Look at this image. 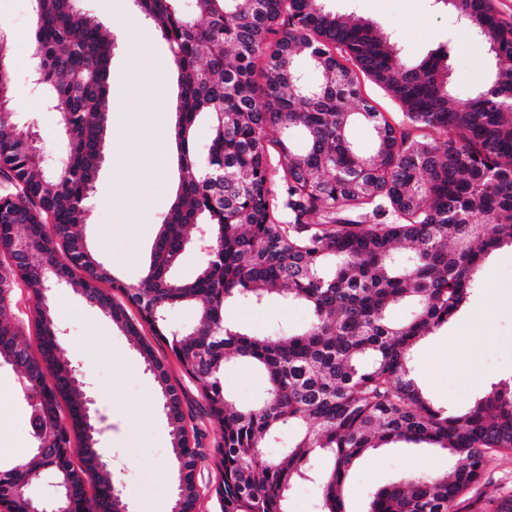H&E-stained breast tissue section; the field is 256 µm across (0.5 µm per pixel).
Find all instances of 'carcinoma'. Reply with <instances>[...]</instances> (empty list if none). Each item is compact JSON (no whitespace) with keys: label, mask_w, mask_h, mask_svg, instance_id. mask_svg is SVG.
I'll return each mask as SVG.
<instances>
[{"label":"carcinoma","mask_w":512,"mask_h":512,"mask_svg":"<svg viewBox=\"0 0 512 512\" xmlns=\"http://www.w3.org/2000/svg\"><path fill=\"white\" fill-rule=\"evenodd\" d=\"M133 2L178 73L174 136L184 176L141 282L126 285L78 231L109 119L114 39L81 0H31L44 108L63 126L69 153L50 167L34 133L0 120V362L8 354L18 370L32 442L24 459L0 466V508L34 512L27 487L51 476L65 491V512H129L100 465L86 392L60 355L64 335L49 289L59 280L128 335L139 340L148 325L197 383L221 432L213 456L219 512H288L292 485L314 478L323 484L317 512H345L352 466L391 443L441 448L456 466L449 477L413 473L380 489L369 512H461L492 455L512 451V384L451 413L416 383L411 349L457 314L486 257L512 245V25L492 0H434L492 54L475 93L455 100L448 46L409 63L389 34L329 0ZM304 62L318 74L313 84ZM10 74L0 45V113L10 108ZM361 75L398 103L400 124L363 102ZM202 116L211 127L204 143L193 136ZM356 122L372 129L373 153L349 140ZM413 128L437 136H414ZM189 227L205 232L211 251L195 279L177 281L171 269ZM21 283L35 299V351L20 338ZM102 283L120 290L139 319ZM272 294L307 305L308 326L258 337L227 325V303L261 305ZM185 303L199 304V320L176 331L167 314ZM403 303L414 313L390 320ZM140 346L173 436V512H194L203 453L190 446L164 365ZM232 356L267 382L242 408L224 386ZM285 427L300 430L298 440L284 457L265 458L267 441ZM316 453L327 467L314 474L308 460Z\"/></svg>","instance_id":"cac0c4a2"}]
</instances>
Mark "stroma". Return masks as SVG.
I'll return each instance as SVG.
<instances>
[{"instance_id":"obj_1","label":"stroma","mask_w":512,"mask_h":512,"mask_svg":"<svg viewBox=\"0 0 512 512\" xmlns=\"http://www.w3.org/2000/svg\"><path fill=\"white\" fill-rule=\"evenodd\" d=\"M341 12H354L390 34L409 61L454 39L456 46L448 65L453 97L465 98L477 87L489 60L484 43L455 35L452 14L433 9L430 0H333ZM83 7L101 21L114 38L108 80V101L115 105L114 119L103 137V154L86 222L79 229L92 250L120 282L134 285L139 276L129 274L124 263L136 256L140 266L150 261L155 238L175 195L180 170L172 136L153 134L146 142L133 137L129 123L138 112L135 72L156 61L169 60L170 52L160 37H153L140 58L128 54L123 35L125 21L134 9L131 0H82ZM13 60L10 119L37 132L44 154L61 160L69 151L56 122L45 113L26 110L40 94L32 81L33 57L23 43L9 46ZM144 153L157 175L149 194L128 199L124 193L125 168L130 155ZM60 296L71 311L62 316L66 330L62 354L73 361L86 385L95 417L104 418L100 435L102 462L112 471L131 512H171L177 483L173 464L172 436L157 399L148 396L152 375L146 371L135 343L80 292L62 289ZM227 321L254 334L276 336L303 330L309 310L297 303L269 301L261 307L241 302L227 306ZM156 358L167 369L179 393L187 422L200 434L203 450H210L220 431L207 414L195 383L171 353L168 342L142 330ZM142 341V342H143ZM414 377L422 391L437 405L462 411L497 383H512V247L494 251L486 261L480 286L448 325L424 336L414 352ZM224 384L234 406L252 404L265 390L263 374L237 359L224 369ZM26 406L18 393V377L8 365L0 366V462L17 461L16 446L27 440ZM454 461L438 448H409L390 444L372 450L352 467L342 488L347 512H366L380 488L405 480L411 473L443 475ZM512 492V452L498 454L481 482L468 496L467 512H482L486 502Z\"/></svg>"}]
</instances>
